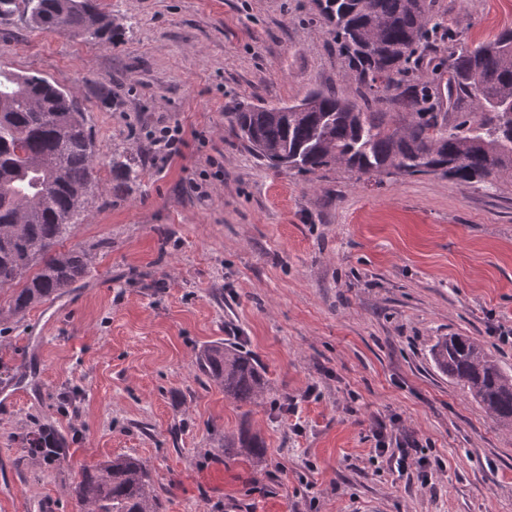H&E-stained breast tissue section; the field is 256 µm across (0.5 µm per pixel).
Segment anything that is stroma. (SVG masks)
Instances as JSON below:
<instances>
[{
  "mask_svg": "<svg viewBox=\"0 0 512 512\" xmlns=\"http://www.w3.org/2000/svg\"><path fill=\"white\" fill-rule=\"evenodd\" d=\"M110 45L0 15V68L73 92L99 190L64 243L88 275L22 317L0 288V512H77L85 469L145 461L161 512H512V434L432 364L471 336L512 369V178L366 181L277 171L224 128L236 102L291 103L356 84L315 0H100ZM470 46L512 27V0H438ZM179 125L178 157L154 147ZM140 166L114 192L112 156ZM260 364L237 407L197 367L213 341ZM294 413L283 411V404ZM398 417L426 467L394 472L372 430ZM51 426L64 457L26 437ZM249 427L256 464L224 452ZM225 448H239L240 452L246 453L247 457L257 463L261 462L266 455V448L261 437L246 428L240 429L236 436L225 437L224 452Z\"/></svg>",
  "mask_w": 512,
  "mask_h": 512,
  "instance_id": "stroma-1",
  "label": "stroma"
}]
</instances>
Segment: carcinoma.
I'll use <instances>...</instances> for the list:
<instances>
[{
	"label": "carcinoma",
	"mask_w": 512,
	"mask_h": 512,
	"mask_svg": "<svg viewBox=\"0 0 512 512\" xmlns=\"http://www.w3.org/2000/svg\"><path fill=\"white\" fill-rule=\"evenodd\" d=\"M335 34L360 101L313 89L300 101L235 103L224 119L257 158L312 173L339 165L368 179L381 174L440 175L461 184L512 175V28L475 47L450 31L436 0H316ZM28 23L63 36L112 43L118 26L98 0H24ZM452 51L416 75L438 32ZM391 92L396 112H381ZM95 145L74 95L47 78L0 68V288L24 281L10 302L23 315L82 280L93 263L85 248L57 249L97 189ZM122 183L139 180L132 159L114 156ZM435 368L460 385L499 427L512 432V372L477 339L441 336ZM200 372L238 407L263 402L267 381L239 346L216 341L197 358ZM34 455L59 447L50 429L28 436ZM261 462V437L242 428L224 439ZM78 512H160L147 465L118 455L87 470L75 488Z\"/></svg>",
	"instance_id": "1"
}]
</instances>
